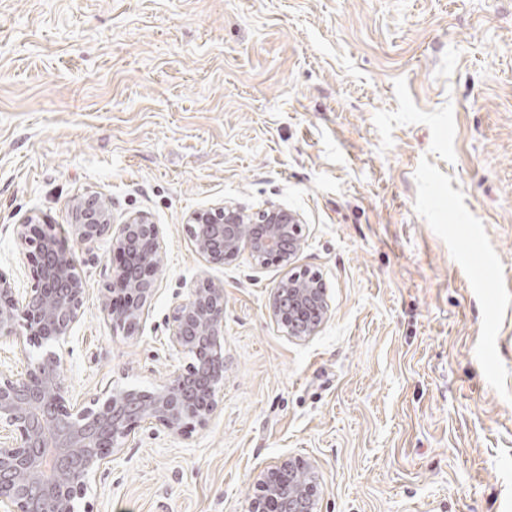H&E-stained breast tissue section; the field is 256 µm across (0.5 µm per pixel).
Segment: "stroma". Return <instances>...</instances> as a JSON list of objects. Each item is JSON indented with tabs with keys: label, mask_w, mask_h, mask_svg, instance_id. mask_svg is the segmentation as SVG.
<instances>
[{
	"label": "stroma",
	"mask_w": 512,
	"mask_h": 512,
	"mask_svg": "<svg viewBox=\"0 0 512 512\" xmlns=\"http://www.w3.org/2000/svg\"><path fill=\"white\" fill-rule=\"evenodd\" d=\"M158 224L164 264L131 334L99 296L117 260L76 248L71 398L184 370L169 316L224 285V391L206 426L138 427L90 512H250L257 479L313 472L317 512H512V0H0V271L16 226ZM224 203L301 218L291 265H213L186 230ZM319 273L295 339L268 299ZM271 314L287 327L288 336H314L326 319L328 305L322 278L301 271L280 282L269 298Z\"/></svg>",
	"instance_id": "obj_1"
}]
</instances>
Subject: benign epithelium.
Instances as JSON below:
<instances>
[{
	"label": "benign epithelium",
	"instance_id": "benign-epithelium-1",
	"mask_svg": "<svg viewBox=\"0 0 512 512\" xmlns=\"http://www.w3.org/2000/svg\"><path fill=\"white\" fill-rule=\"evenodd\" d=\"M73 224L64 233L29 216L17 225L20 246L31 257L32 284L16 287L0 271V338L8 337L29 360L23 375L0 369V512H79L90 481L109 468L143 423L180 434L204 426L217 412L224 390V285L202 278L171 312L169 343L192 362L149 390L115 387L83 405L68 401L61 359L83 315L84 276L75 252L60 244L68 235L79 245L110 241L119 265L102 288L101 311L112 327L136 326L155 292L162 267L158 225L129 216L112 232L107 200L90 196L73 205ZM196 252L211 264L234 260L246 250L261 265L288 262L301 249L300 218L269 205L251 215L221 205L186 221ZM271 314L288 336H314L328 305L322 278L293 273L269 298ZM283 460L257 480L252 512H314L312 475Z\"/></svg>",
	"mask_w": 512,
	"mask_h": 512
}]
</instances>
